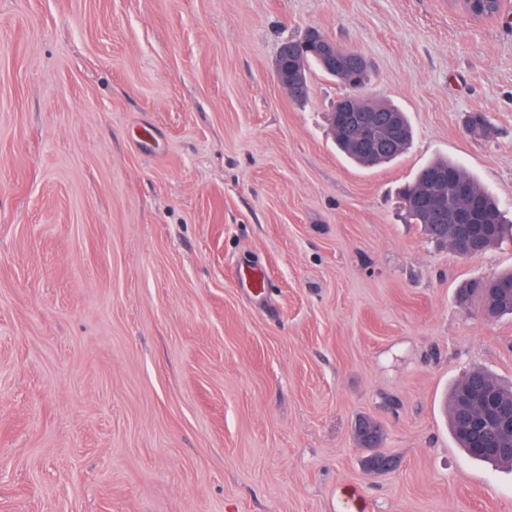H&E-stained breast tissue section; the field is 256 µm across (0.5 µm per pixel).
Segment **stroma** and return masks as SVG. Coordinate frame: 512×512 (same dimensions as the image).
Instances as JSON below:
<instances>
[{"label": "stroma", "mask_w": 512, "mask_h": 512, "mask_svg": "<svg viewBox=\"0 0 512 512\" xmlns=\"http://www.w3.org/2000/svg\"><path fill=\"white\" fill-rule=\"evenodd\" d=\"M310 28L407 112L404 156L337 151L333 77L277 84ZM438 157L512 218V12L0 0V512H512L445 416L470 370L512 381V316L457 301L512 240L464 259L411 221Z\"/></svg>", "instance_id": "obj_1"}]
</instances>
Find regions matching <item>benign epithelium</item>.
I'll list each match as a JSON object with an SVG mask.
<instances>
[{
	"label": "benign epithelium",
	"instance_id": "7a95c632",
	"mask_svg": "<svg viewBox=\"0 0 512 512\" xmlns=\"http://www.w3.org/2000/svg\"><path fill=\"white\" fill-rule=\"evenodd\" d=\"M309 50L316 54L331 74L342 72L350 77L351 92L341 97L330 115L329 132L344 145L375 166L382 158L396 153L405 138V125L398 112H364L357 89L364 83L365 61L358 53L341 49L334 41L315 30L298 40L284 41L277 53L274 74L277 83L294 99L302 98L308 86L305 75L288 54ZM453 201L455 223H448V201ZM411 209L424 219L429 235L468 258L482 254L486 233L492 225L485 222L486 206L473 196L468 186L443 171L431 172L414 193ZM462 427L470 447L479 454L512 453L500 448L496 437L512 435V402L503 399L494 387L474 379L469 398L460 413Z\"/></svg>",
	"mask_w": 512,
	"mask_h": 512
}]
</instances>
